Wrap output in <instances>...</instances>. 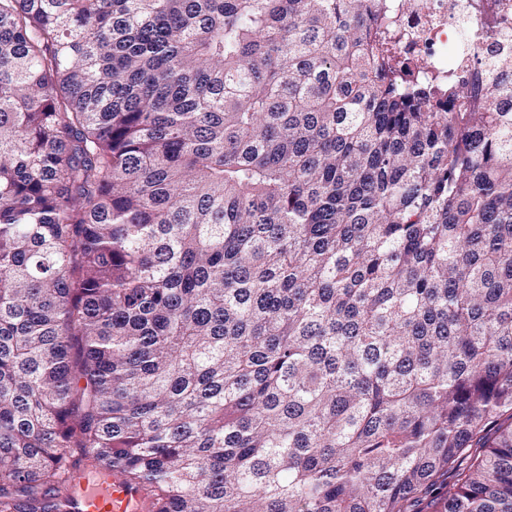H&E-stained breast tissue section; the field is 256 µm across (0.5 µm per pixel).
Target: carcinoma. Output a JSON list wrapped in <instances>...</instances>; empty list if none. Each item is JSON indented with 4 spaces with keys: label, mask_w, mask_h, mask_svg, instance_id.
Here are the masks:
<instances>
[{
    "label": "carcinoma",
    "mask_w": 512,
    "mask_h": 512,
    "mask_svg": "<svg viewBox=\"0 0 512 512\" xmlns=\"http://www.w3.org/2000/svg\"><path fill=\"white\" fill-rule=\"evenodd\" d=\"M389 32L0 0V512H512V75ZM74 512H147L150 501L142 488L125 485L102 471L87 472L69 489Z\"/></svg>",
    "instance_id": "obj_1"
}]
</instances>
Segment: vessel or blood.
<instances>
[{
  "label": "vessel or blood",
  "instance_id": "obj_1",
  "mask_svg": "<svg viewBox=\"0 0 512 512\" xmlns=\"http://www.w3.org/2000/svg\"><path fill=\"white\" fill-rule=\"evenodd\" d=\"M75 512H148L150 501L142 488L124 484L105 472H88L69 489Z\"/></svg>",
  "mask_w": 512,
  "mask_h": 512
}]
</instances>
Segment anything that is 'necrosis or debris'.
<instances>
[{
	"mask_svg": "<svg viewBox=\"0 0 512 512\" xmlns=\"http://www.w3.org/2000/svg\"><path fill=\"white\" fill-rule=\"evenodd\" d=\"M401 54L424 61L422 78L485 83L495 60L512 57V0H380Z\"/></svg>",
	"mask_w": 512,
	"mask_h": 512,
	"instance_id": "1",
	"label": "necrosis or debris"
}]
</instances>
